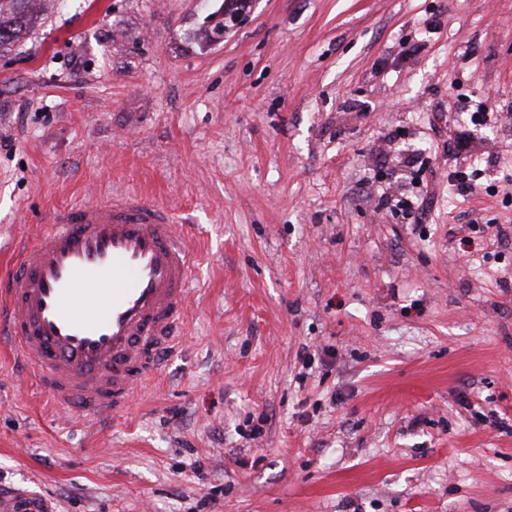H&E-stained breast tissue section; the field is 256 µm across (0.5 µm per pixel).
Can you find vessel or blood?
<instances>
[{"mask_svg":"<svg viewBox=\"0 0 512 512\" xmlns=\"http://www.w3.org/2000/svg\"><path fill=\"white\" fill-rule=\"evenodd\" d=\"M190 228L138 194L55 213L0 280V336L33 364L57 407L120 413L178 342L193 280ZM0 512H51L40 495H0Z\"/></svg>","mask_w":512,"mask_h":512,"instance_id":"b4317fda","label":"vessel or blood"}]
</instances>
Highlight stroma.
I'll list each match as a JSON object with an SVG mask.
<instances>
[{
  "instance_id": "1",
  "label": "stroma",
  "mask_w": 512,
  "mask_h": 512,
  "mask_svg": "<svg viewBox=\"0 0 512 512\" xmlns=\"http://www.w3.org/2000/svg\"><path fill=\"white\" fill-rule=\"evenodd\" d=\"M223 5L35 0L0 50V274L124 190L191 225L196 262L181 347L124 412L55 409L0 349V491L512 512V0H250L209 41ZM487 97L463 203L456 101ZM401 193L419 218L382 205Z\"/></svg>"
}]
</instances>
